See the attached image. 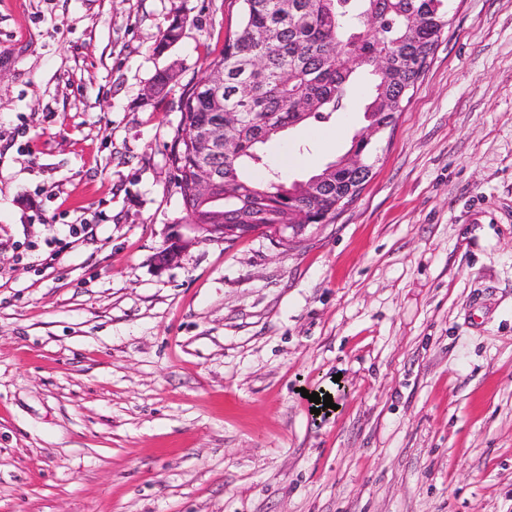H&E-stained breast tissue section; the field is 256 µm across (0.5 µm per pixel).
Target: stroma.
Masks as SVG:
<instances>
[{
	"label": "stroma",
	"mask_w": 512,
	"mask_h": 512,
	"mask_svg": "<svg viewBox=\"0 0 512 512\" xmlns=\"http://www.w3.org/2000/svg\"><path fill=\"white\" fill-rule=\"evenodd\" d=\"M448 19L359 196L228 244L169 157L235 0H0V512H512V0ZM189 243H191V241L185 239L179 230H173L168 238L167 246L156 256L157 264L161 267H167L177 263Z\"/></svg>",
	"instance_id": "obj_1"
}]
</instances>
